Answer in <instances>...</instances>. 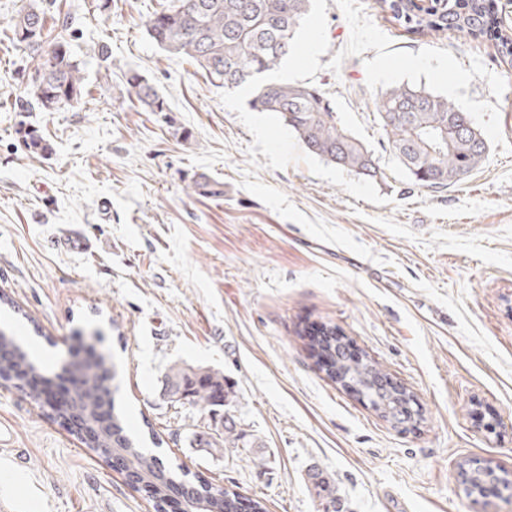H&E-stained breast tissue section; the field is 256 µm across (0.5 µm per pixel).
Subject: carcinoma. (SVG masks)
Returning a JSON list of instances; mask_svg holds the SVG:
<instances>
[{"instance_id":"carcinoma-1","label":"carcinoma","mask_w":512,"mask_h":512,"mask_svg":"<svg viewBox=\"0 0 512 512\" xmlns=\"http://www.w3.org/2000/svg\"><path fill=\"white\" fill-rule=\"evenodd\" d=\"M183 3L184 0H170L155 11L147 21L149 36L167 52L191 59L212 81L228 89L243 85L252 75H265L276 69L288 54L286 48L310 7V0H194L189 9L183 8ZM381 7L416 33L487 35L498 53L512 57V35L498 32L490 0H450L438 14L413 12L411 0H381ZM46 23L44 10L30 3L12 20L13 39L37 52L41 43L26 40V35L37 31L47 36ZM67 25L68 20H62L61 33L54 38L62 51L52 57L43 56L29 85L30 97L41 109L49 102L58 111L81 99L80 62L62 34ZM126 84L147 111H170L163 95L142 75L128 73ZM249 104L258 112L282 119L312 154L363 176L378 175L379 159L339 124L322 88L271 81L254 91ZM374 107L390 153L425 188L458 183L486 160L488 146L481 131L468 113L445 96L401 84L378 94ZM323 335L328 340L319 351L317 365L333 382L354 388L371 407L386 404L392 408L411 396L406 389L392 393L374 390L370 382L389 379L382 366L367 358H344V343L336 338V328H323ZM18 351V357L0 366V379L8 383L22 381L32 400L41 399L45 392H57L61 384L39 377L28 353L21 347ZM114 376V365L104 354L91 353L72 365L67 380L80 384L85 397L52 407L55 418L63 424L76 414L96 411L112 428V442L134 459L137 489L159 509L181 486L191 488L209 504L211 512H266L262 501L250 499L245 505L233 488L172 470L159 456L140 447V440L126 429L124 414L116 410L109 385ZM166 380L189 391L187 403L210 411L227 409L235 398L234 384L210 368L174 365ZM467 482L473 490L494 482L504 491L512 490L508 479L479 469L470 471Z\"/></svg>"}]
</instances>
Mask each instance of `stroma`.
<instances>
[{
    "label": "stroma",
    "instance_id": "1",
    "mask_svg": "<svg viewBox=\"0 0 512 512\" xmlns=\"http://www.w3.org/2000/svg\"><path fill=\"white\" fill-rule=\"evenodd\" d=\"M65 38L89 92L57 112L27 108L36 66L11 20L29 0H0V331L37 367L60 372L82 343L111 352L117 405L157 453L214 483L262 500L268 512H512L496 493L471 499L463 465L512 480V62L490 41L414 35L378 0L365 15L394 50L478 55L508 84L467 93L495 101L506 148L440 189L421 187L387 149L364 63L328 64L349 40L326 0L328 53L313 79L340 123L378 158L377 205L315 177L303 162L252 165V135L190 60L161 49L147 21L167 0H38ZM166 98L149 112L124 75ZM43 141L30 151L27 134ZM307 217L352 234L373 259L321 242L243 189L247 171ZM80 234L92 250L66 249ZM335 325L417 398L420 428L380 417L315 364L313 335ZM230 378L229 410L245 442L224 446L202 407L172 402L171 365ZM0 512H155L44 408L0 387ZM335 485L317 495L314 473Z\"/></svg>",
    "mask_w": 512,
    "mask_h": 512
}]
</instances>
